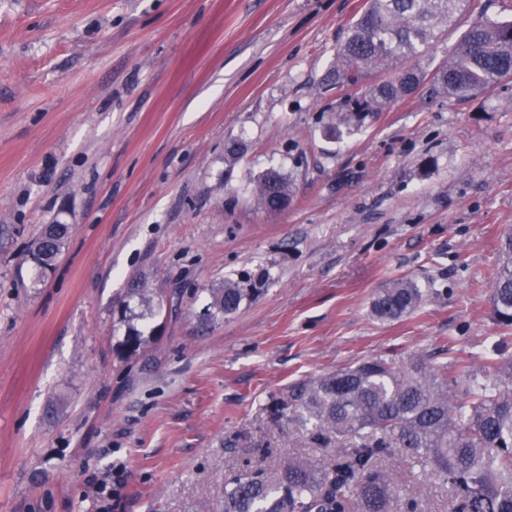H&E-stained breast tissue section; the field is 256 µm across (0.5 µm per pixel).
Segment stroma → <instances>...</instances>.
Segmentation results:
<instances>
[{
    "label": "stroma",
    "mask_w": 512,
    "mask_h": 512,
    "mask_svg": "<svg viewBox=\"0 0 512 512\" xmlns=\"http://www.w3.org/2000/svg\"><path fill=\"white\" fill-rule=\"evenodd\" d=\"M366 2L0 0V512H222L231 475L350 451L312 444L304 380L383 356L497 381L512 87L414 94L329 137L364 92L325 75ZM271 169L294 191L279 212L255 195ZM55 222L72 233L38 280ZM261 268L207 319L210 289ZM398 277L423 303L379 321ZM120 464L103 505L89 480ZM381 466L447 512L402 452Z\"/></svg>",
    "instance_id": "stroma-1"
}]
</instances>
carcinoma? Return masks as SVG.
<instances>
[{
	"mask_svg": "<svg viewBox=\"0 0 512 512\" xmlns=\"http://www.w3.org/2000/svg\"><path fill=\"white\" fill-rule=\"evenodd\" d=\"M468 16L465 29L430 78L434 95L477 96L512 82V21L473 16L470 0H368L336 52L329 77L338 87L368 81L360 97L347 94L329 133L360 126L410 95L425 81L413 64L441 37V26ZM292 185L279 171L259 181L258 202L270 212L285 209ZM69 232L49 224L33 243L37 276L50 270ZM491 280L492 317L512 331V231L499 246ZM249 298L227 281L210 291L207 317L235 314ZM423 291L408 278L389 282L371 310L381 320L412 314ZM294 411L312 424L311 439L355 443L334 464L308 457L288 459L276 470L256 468L224 481V512H415L401 488L379 467L397 448L448 488V512H512V388L448 374L423 361L397 366L370 358L303 382L293 393Z\"/></svg>",
	"mask_w": 512,
	"mask_h": 512,
	"instance_id": "cac0c4a2",
	"label": "carcinoma"
}]
</instances>
